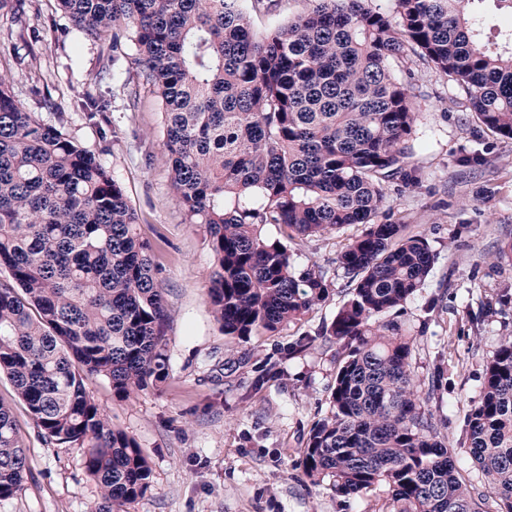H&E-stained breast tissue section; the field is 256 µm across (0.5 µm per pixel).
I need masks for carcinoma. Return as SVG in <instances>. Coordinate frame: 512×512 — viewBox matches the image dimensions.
Listing matches in <instances>:
<instances>
[{"mask_svg":"<svg viewBox=\"0 0 512 512\" xmlns=\"http://www.w3.org/2000/svg\"><path fill=\"white\" fill-rule=\"evenodd\" d=\"M287 24L259 33L249 13L282 0H58L74 40L108 43L105 67L137 49L129 93L160 94L170 189L206 225L213 269L206 302L224 335L278 333L324 302L323 269L297 265L283 239L365 224L332 259L352 283L330 325L343 357L327 415L300 465L338 497L385 488L383 512H484L455 449L422 410L415 344L397 320L427 285L436 255L394 217L385 187L412 192L423 173L410 143L413 85L396 71L416 57L465 95L475 122L512 139V31L482 40L475 0H304ZM16 21L26 0H0ZM30 112L0 71V374L43 436L85 449L96 512H122L151 488L137 441L101 414L85 381L118 397L169 376L166 300L149 244L122 188L64 131ZM269 226L281 237L266 235ZM468 454L512 512V334L489 358L466 421ZM30 473L19 427L0 402V500Z\"/></svg>","mask_w":512,"mask_h":512,"instance_id":"1","label":"carcinoma"}]
</instances>
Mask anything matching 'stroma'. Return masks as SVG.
<instances>
[{"mask_svg": "<svg viewBox=\"0 0 512 512\" xmlns=\"http://www.w3.org/2000/svg\"><path fill=\"white\" fill-rule=\"evenodd\" d=\"M26 25L41 36L29 49L20 37ZM0 29L14 33L0 39V70L11 74L16 98L36 112L31 89L47 88L67 133L121 186L167 300V383L125 398L103 380L86 384L101 413L136 439L152 467L149 493L126 512H380L383 488L339 498L327 485H312L300 468L309 431L329 409L341 349L330 338L289 350L299 336L328 327L348 299V280L331 260L363 225L290 243L301 262L325 270V302L275 335L225 336L205 302L213 266L206 228L188 223L170 191L158 93L142 85L129 99L103 70L102 42L88 37L73 45L72 22L57 0H29L26 24L0 16ZM399 77L420 90L414 136L424 147L413 160L423 182L411 193L387 185V204L436 255L427 288L399 319L413 330L419 377L439 368L448 380L447 392L422 396L423 409L457 448L463 477L486 493L487 512H497L487 477L466 451L465 418L481 397L500 337L512 333V305L495 317L479 316L480 305L512 287V255L494 267L486 261L512 241V140L477 126L460 91L431 67L413 60ZM88 95L110 101L107 130L79 111ZM476 155L481 164L463 165ZM437 295L441 308L429 309ZM0 402L13 412L31 465L23 490L0 500V512H96L100 489L85 474L83 449L47 441L3 376Z\"/></svg>", "mask_w": 512, "mask_h": 512, "instance_id": "35a3bbf8", "label": "stroma"}]
</instances>
